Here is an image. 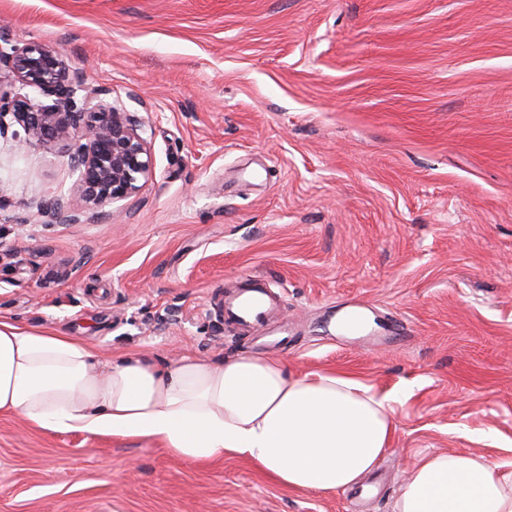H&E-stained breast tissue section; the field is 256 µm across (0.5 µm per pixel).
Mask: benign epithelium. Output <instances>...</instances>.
Listing matches in <instances>:
<instances>
[{
	"instance_id": "1",
	"label": "benign epithelium",
	"mask_w": 512,
	"mask_h": 512,
	"mask_svg": "<svg viewBox=\"0 0 512 512\" xmlns=\"http://www.w3.org/2000/svg\"><path fill=\"white\" fill-rule=\"evenodd\" d=\"M0 137L20 145L67 142L83 207L102 210L134 197L155 173L147 125L108 92L90 86L69 68L64 52L37 42L20 43L0 29ZM53 99L34 102V96ZM39 211L58 224H76L81 212L62 196Z\"/></svg>"
}]
</instances>
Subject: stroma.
<instances>
[{"label":"stroma","mask_w":512,"mask_h":512,"mask_svg":"<svg viewBox=\"0 0 512 512\" xmlns=\"http://www.w3.org/2000/svg\"><path fill=\"white\" fill-rule=\"evenodd\" d=\"M0 24L148 122L155 158L55 224L35 204L74 197L68 152L0 139V318L217 362L260 354L214 309L260 277L275 358L391 395L396 423L357 502L0 414V512H392L420 454L512 461V0H0ZM353 300L361 336L335 329Z\"/></svg>","instance_id":"obj_1"}]
</instances>
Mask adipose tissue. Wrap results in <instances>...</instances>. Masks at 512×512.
Wrapping results in <instances>:
<instances>
[{"label":"adipose tissue","mask_w":512,"mask_h":512,"mask_svg":"<svg viewBox=\"0 0 512 512\" xmlns=\"http://www.w3.org/2000/svg\"><path fill=\"white\" fill-rule=\"evenodd\" d=\"M0 413L56 432L147 438L183 460L241 456L281 487L357 485L395 429L389 399L349 375H295L238 355L99 358L81 340L0 321ZM393 512H512V462L417 460Z\"/></svg>","instance_id":"obj_1"}]
</instances>
